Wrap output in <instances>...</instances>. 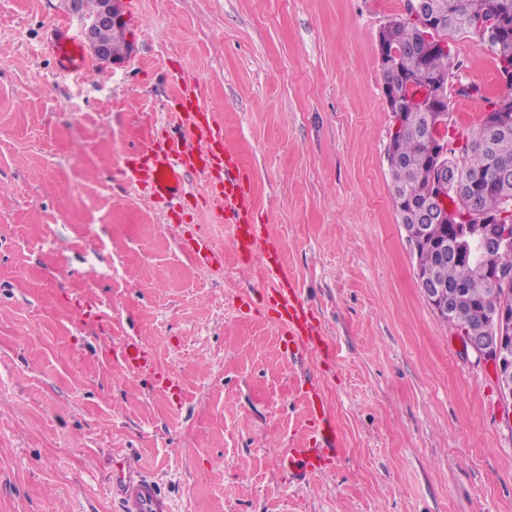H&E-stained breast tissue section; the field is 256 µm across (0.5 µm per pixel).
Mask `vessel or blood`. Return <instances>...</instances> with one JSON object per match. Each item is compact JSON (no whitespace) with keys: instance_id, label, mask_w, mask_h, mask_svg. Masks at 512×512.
Here are the masks:
<instances>
[{"instance_id":"1","label":"vessel or blood","mask_w":512,"mask_h":512,"mask_svg":"<svg viewBox=\"0 0 512 512\" xmlns=\"http://www.w3.org/2000/svg\"><path fill=\"white\" fill-rule=\"evenodd\" d=\"M54 51L68 72L83 74L91 67L75 36L61 34ZM177 85L183 110L178 114L175 130L162 140L145 145L150 162L144 170L133 172V183L145 184L152 196L170 202L184 195L188 171L202 174L212 197L221 205L216 217L219 223L231 226L238 253L265 261L273 281L270 302L282 334L288 336L295 348L319 350L323 341L321 330L294 275L283 263L277 243L264 226L248 221L253 207L252 193L235 151L225 142L222 128L215 125L210 113L201 106L195 87L182 79ZM184 247L200 266L218 267L224 261L223 252L207 237L192 238ZM119 358L133 372L152 367L148 348L135 338L124 342ZM307 400L315 445L288 448L282 453L284 466L295 467L301 476L320 473L325 455L339 447L336 422L322 398L311 390ZM112 485L118 491L121 512H170L169 500L157 483L135 469L116 466Z\"/></svg>"}]
</instances>
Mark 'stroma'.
Masks as SVG:
<instances>
[{"mask_svg":"<svg viewBox=\"0 0 512 512\" xmlns=\"http://www.w3.org/2000/svg\"><path fill=\"white\" fill-rule=\"evenodd\" d=\"M404 4L122 0L132 54L82 78L52 50L58 23L82 32L69 0H0V512H118L122 459L172 512H512V396L428 306L393 205L376 36ZM453 53L455 85L506 93L486 44ZM177 71L329 355L287 349L197 172L171 205L127 182L181 109ZM132 337L174 390L113 359ZM313 384L341 451L302 479L282 451L310 444ZM181 245L193 255L196 263L202 267H220L224 261L223 252L216 249L211 240L205 236H197L187 242L181 240Z\"/></svg>","mask_w":512,"mask_h":512,"instance_id":"obj_1","label":"stroma"}]
</instances>
